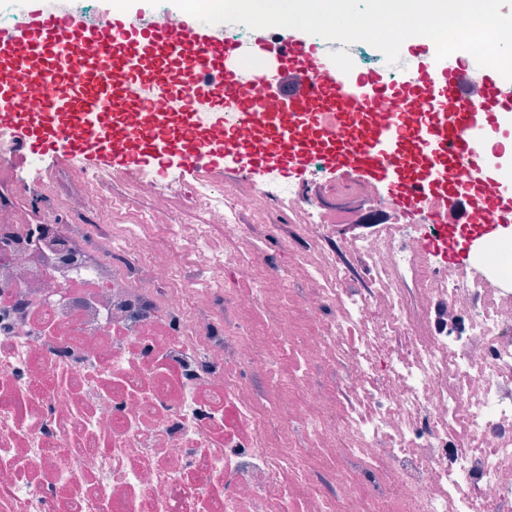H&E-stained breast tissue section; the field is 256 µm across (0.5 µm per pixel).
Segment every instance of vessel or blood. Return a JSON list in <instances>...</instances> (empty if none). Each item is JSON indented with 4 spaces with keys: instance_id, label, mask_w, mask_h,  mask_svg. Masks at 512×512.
Wrapping results in <instances>:
<instances>
[{
    "instance_id": "b4317fda",
    "label": "vessel or blood",
    "mask_w": 512,
    "mask_h": 512,
    "mask_svg": "<svg viewBox=\"0 0 512 512\" xmlns=\"http://www.w3.org/2000/svg\"><path fill=\"white\" fill-rule=\"evenodd\" d=\"M314 54L300 40L275 48L280 106L268 112L259 102L264 81L242 77L238 45L211 24L190 17L143 34L107 12L89 29L78 17L35 9L0 31V127L26 129L22 153L61 141L71 156L101 152L118 166L161 168L179 156L212 169L237 155L291 173L320 156L387 184L399 206L431 199L441 230L432 244L441 249L465 234H492L491 215L512 212V176L480 170L488 133L512 127V98L499 81L473 102L450 57L392 79L355 76L330 61L308 67ZM378 94L395 105L385 124L369 118ZM201 97L229 106L234 122L198 125ZM406 112L421 121L405 124Z\"/></svg>"
}]
</instances>
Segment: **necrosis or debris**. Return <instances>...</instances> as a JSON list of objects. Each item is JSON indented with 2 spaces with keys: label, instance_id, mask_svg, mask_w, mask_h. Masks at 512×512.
<instances>
[{
  "label": "necrosis or debris",
  "instance_id": "obj_1",
  "mask_svg": "<svg viewBox=\"0 0 512 512\" xmlns=\"http://www.w3.org/2000/svg\"><path fill=\"white\" fill-rule=\"evenodd\" d=\"M77 164L34 220L0 195V512H512L507 245L449 267L316 159L175 210L179 174Z\"/></svg>",
  "mask_w": 512,
  "mask_h": 512
}]
</instances>
